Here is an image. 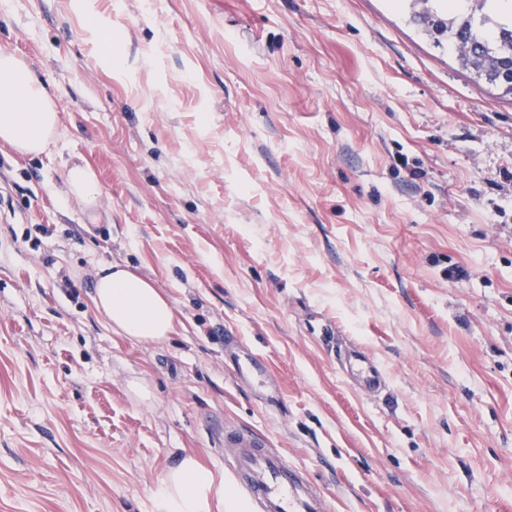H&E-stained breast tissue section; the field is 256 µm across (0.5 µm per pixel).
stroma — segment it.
I'll return each mask as SVG.
<instances>
[{
  "instance_id": "stroma-1",
  "label": "stroma",
  "mask_w": 512,
  "mask_h": 512,
  "mask_svg": "<svg viewBox=\"0 0 512 512\" xmlns=\"http://www.w3.org/2000/svg\"><path fill=\"white\" fill-rule=\"evenodd\" d=\"M93 8L113 44L75 0H0L60 116L42 154L0 144V512H151L186 453L234 485L241 428L334 512H512V98L389 0ZM112 263L169 296L167 340L95 312ZM65 194L73 196L86 206L97 203L103 190L100 182L93 171L84 166H74L65 175ZM349 362H352L357 371L355 381L360 389L373 393L380 388L383 381L382 370L365 350H354L349 355Z\"/></svg>"
}]
</instances>
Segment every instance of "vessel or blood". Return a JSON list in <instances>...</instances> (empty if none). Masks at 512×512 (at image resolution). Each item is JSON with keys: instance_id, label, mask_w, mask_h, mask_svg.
<instances>
[{"instance_id": "vessel-or-blood-1", "label": "vessel or blood", "mask_w": 512, "mask_h": 512, "mask_svg": "<svg viewBox=\"0 0 512 512\" xmlns=\"http://www.w3.org/2000/svg\"><path fill=\"white\" fill-rule=\"evenodd\" d=\"M357 371L356 383L367 392L377 391L383 373L362 349L349 356ZM225 446L236 449L232 470L257 512H332L331 501L286 457L266 450L258 438L244 430L225 431Z\"/></svg>"}]
</instances>
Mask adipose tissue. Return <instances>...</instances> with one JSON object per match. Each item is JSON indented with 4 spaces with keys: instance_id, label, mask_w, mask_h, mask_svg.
<instances>
[{
    "instance_id": "ef3b65f1",
    "label": "adipose tissue",
    "mask_w": 512,
    "mask_h": 512,
    "mask_svg": "<svg viewBox=\"0 0 512 512\" xmlns=\"http://www.w3.org/2000/svg\"><path fill=\"white\" fill-rule=\"evenodd\" d=\"M59 114L49 83L11 52L0 50V143L20 155L53 144ZM92 300L113 333L161 342L175 328L170 300L154 284L118 264L101 266ZM152 512H243L224 486V474L185 454L170 466L152 496Z\"/></svg>"
}]
</instances>
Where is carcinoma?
I'll use <instances>...</instances> for the list:
<instances>
[{
	"instance_id": "carcinoma-1",
	"label": "carcinoma",
	"mask_w": 512,
	"mask_h": 512,
	"mask_svg": "<svg viewBox=\"0 0 512 512\" xmlns=\"http://www.w3.org/2000/svg\"><path fill=\"white\" fill-rule=\"evenodd\" d=\"M423 5L414 20L447 37L462 69L488 86L512 95V9L496 0H408Z\"/></svg>"
}]
</instances>
